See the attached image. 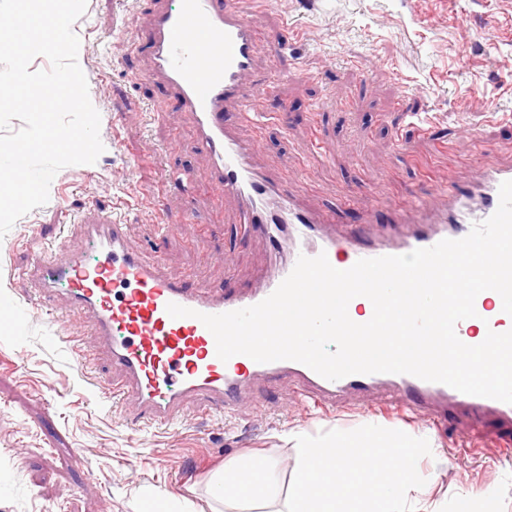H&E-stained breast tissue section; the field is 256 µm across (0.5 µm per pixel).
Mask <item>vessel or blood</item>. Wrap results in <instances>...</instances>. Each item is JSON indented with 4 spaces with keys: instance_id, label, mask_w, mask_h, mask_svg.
Instances as JSON below:
<instances>
[{
    "instance_id": "b4317fda",
    "label": "vessel or blood",
    "mask_w": 512,
    "mask_h": 512,
    "mask_svg": "<svg viewBox=\"0 0 512 512\" xmlns=\"http://www.w3.org/2000/svg\"><path fill=\"white\" fill-rule=\"evenodd\" d=\"M150 75L174 90L189 112L202 150L211 157L206 181L233 196L238 221L252 225L278 246L269 274L253 288L227 292L217 287L190 288L167 277L157 259L147 257L126 224H66L97 251L86 262L67 239L35 257L30 275L35 295L48 302L59 281H66V305L45 313L63 324L68 313L84 315L98 343L108 351L111 379L95 389L129 411L135 426L162 429L183 410L197 405L219 416L234 414L261 381H288L318 407H342L347 396L380 392L393 408L429 424L444 420L448 408L472 415L491 414L512 421V404L462 393L442 383L408 374H353L330 381L290 360L260 364L244 355L220 360L212 333L200 314H221L255 305L290 274L299 256L326 254L339 270L358 260L409 253L444 239L465 237L474 223L489 218L499 205V186L512 180V164L476 166L467 188L455 178L442 181L434 203L413 204L397 212L382 234L355 236L336 232L338 212L305 208L280 179L256 168L257 139L243 128L253 124L261 101L276 77L257 75L263 34L244 16L239 0H178L160 7L148 26ZM193 309L190 317L171 318L168 304ZM477 319L457 323L459 339L480 344V331L512 330V316L492 290L475 300Z\"/></svg>"
}]
</instances>
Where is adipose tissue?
<instances>
[{
	"instance_id": "adipose-tissue-1",
	"label": "adipose tissue",
	"mask_w": 512,
	"mask_h": 512,
	"mask_svg": "<svg viewBox=\"0 0 512 512\" xmlns=\"http://www.w3.org/2000/svg\"><path fill=\"white\" fill-rule=\"evenodd\" d=\"M294 482L278 499L267 462L243 457L213 477L220 493L211 512H251L262 501L265 512H437L430 482L412 465L416 449L428 439L407 431L369 424L353 434L314 438L298 432ZM257 484L255 493L234 490L230 479Z\"/></svg>"
}]
</instances>
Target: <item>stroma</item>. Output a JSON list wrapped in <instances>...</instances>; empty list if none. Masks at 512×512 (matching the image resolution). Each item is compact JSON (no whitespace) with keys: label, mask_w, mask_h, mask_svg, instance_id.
I'll use <instances>...</instances> for the list:
<instances>
[{"label":"stroma","mask_w":512,"mask_h":512,"mask_svg":"<svg viewBox=\"0 0 512 512\" xmlns=\"http://www.w3.org/2000/svg\"><path fill=\"white\" fill-rule=\"evenodd\" d=\"M176 0H87L73 25L77 60L102 123L105 147L92 174L61 169L48 202L0 239V301L35 289L32 254L59 238L63 211L92 223L120 220L158 253L171 278L249 288L269 270L263 241L238 224L237 208L207 183L186 192L171 172L205 173L209 160L172 90L145 78L152 11ZM241 6L269 47H285L274 89L262 103L254 156L264 171L297 181L313 208L342 207L343 223L367 212L433 198L434 180L466 182L482 160L512 163V0H271ZM57 327L28 317L20 340L0 337V512H138L142 488L213 503L212 475L253 455L274 466L286 496L295 451L288 434L312 436L382 422L374 397H354L324 415L300 407L287 384L257 385L261 410L246 407L218 425L195 408L169 431H131L120 405L103 402L74 368ZM429 432L436 454L420 474L486 512H512V459L500 454L512 426L460 411Z\"/></svg>","instance_id":"1"}]
</instances>
